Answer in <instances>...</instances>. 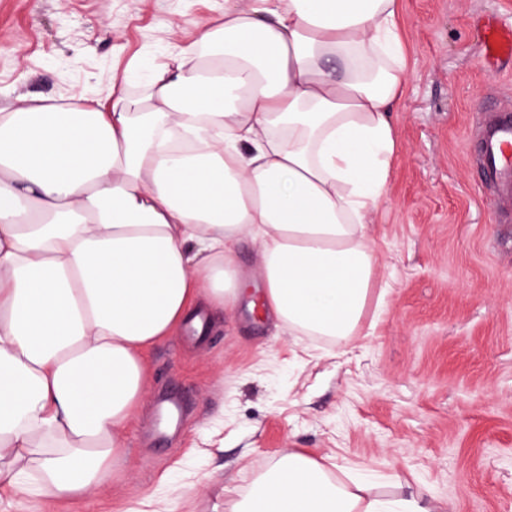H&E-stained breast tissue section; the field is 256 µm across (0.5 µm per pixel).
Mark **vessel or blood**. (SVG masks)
I'll return each instance as SVG.
<instances>
[{
  "mask_svg": "<svg viewBox=\"0 0 512 512\" xmlns=\"http://www.w3.org/2000/svg\"><path fill=\"white\" fill-rule=\"evenodd\" d=\"M483 45L487 59L512 60V28L486 25ZM478 173L481 182L500 197L512 199V112L508 109H499L480 129Z\"/></svg>",
  "mask_w": 512,
  "mask_h": 512,
  "instance_id": "1",
  "label": "vessel or blood"
}]
</instances>
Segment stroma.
Segmentation results:
<instances>
[{
    "label": "stroma",
    "mask_w": 512,
    "mask_h": 512,
    "mask_svg": "<svg viewBox=\"0 0 512 512\" xmlns=\"http://www.w3.org/2000/svg\"><path fill=\"white\" fill-rule=\"evenodd\" d=\"M223 13L224 0H0V103L111 101ZM486 14L512 27V0H399L401 153L367 227L384 301L358 336L296 335L243 304L205 339L173 332L143 355L111 481L24 512H226L225 489L246 496L287 448L357 466L386 495L512 512V223L468 157L487 94L512 99V65L481 57Z\"/></svg>",
    "instance_id": "stroma-1"
}]
</instances>
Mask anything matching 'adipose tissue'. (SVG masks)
Instances as JSON below:
<instances>
[{
  "label": "adipose tissue",
  "mask_w": 512,
  "mask_h": 512,
  "mask_svg": "<svg viewBox=\"0 0 512 512\" xmlns=\"http://www.w3.org/2000/svg\"><path fill=\"white\" fill-rule=\"evenodd\" d=\"M398 0H224L134 95L0 106V502L80 499L121 455L142 353L233 310L259 245L264 312L354 336L366 226L399 152ZM229 512H447L288 449Z\"/></svg>",
  "instance_id": "1"
}]
</instances>
